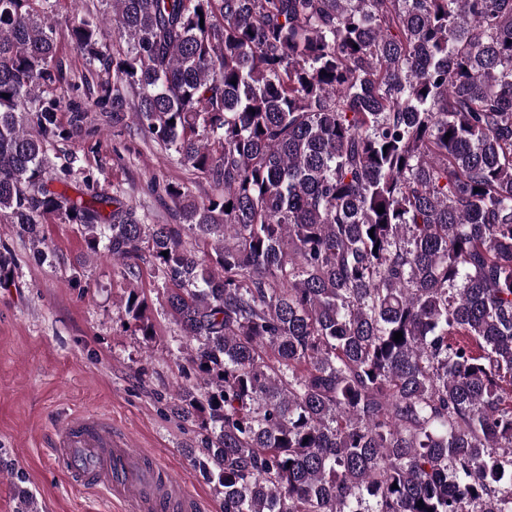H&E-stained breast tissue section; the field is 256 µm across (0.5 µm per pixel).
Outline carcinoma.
I'll list each match as a JSON object with an SVG mask.
<instances>
[{"mask_svg": "<svg viewBox=\"0 0 512 512\" xmlns=\"http://www.w3.org/2000/svg\"><path fill=\"white\" fill-rule=\"evenodd\" d=\"M98 2L62 35L0 0V220L38 259L53 215L151 263L224 512H512V0ZM63 38L112 74V128L213 183L163 185L179 223L50 188L88 132L58 121ZM121 313L155 336L138 289Z\"/></svg>", "mask_w": 512, "mask_h": 512, "instance_id": "cac0c4a2", "label": "carcinoma"}]
</instances>
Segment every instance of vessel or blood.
<instances>
[{
  "instance_id": "vessel-or-blood-1",
  "label": "vessel or blood",
  "mask_w": 512,
  "mask_h": 512,
  "mask_svg": "<svg viewBox=\"0 0 512 512\" xmlns=\"http://www.w3.org/2000/svg\"><path fill=\"white\" fill-rule=\"evenodd\" d=\"M53 453L77 486L105 493L122 512H202L204 505L163 462H149L128 434L86 413L59 424Z\"/></svg>"
}]
</instances>
